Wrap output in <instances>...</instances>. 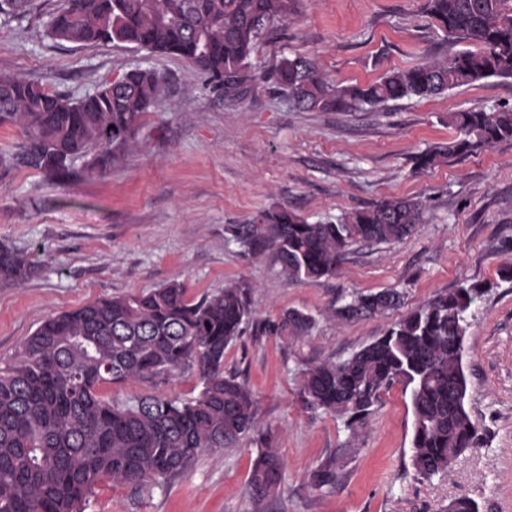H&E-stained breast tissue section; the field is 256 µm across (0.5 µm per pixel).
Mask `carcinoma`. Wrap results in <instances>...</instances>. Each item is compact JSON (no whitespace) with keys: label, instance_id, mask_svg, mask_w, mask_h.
<instances>
[{"label":"carcinoma","instance_id":"carcinoma-1","mask_svg":"<svg viewBox=\"0 0 512 512\" xmlns=\"http://www.w3.org/2000/svg\"><path fill=\"white\" fill-rule=\"evenodd\" d=\"M301 0H63L46 35L73 44L121 43L179 56L227 93L253 80L251 56L276 24L292 19ZM32 0H0V16L19 19ZM425 13L446 38L465 43L441 60L392 68L366 85L329 83L302 56L284 57L265 75L294 107L349 111L402 99H427L490 78L512 79V0H426ZM163 80L136 69L123 82L70 99L0 74V126L24 131L20 152L0 153V169L26 167L51 181L103 171L120 161L137 121L159 102ZM459 135L415 158L428 170L445 159L512 140V107L453 112ZM82 167H77V162ZM413 197L381 201L310 224L286 206L261 211L251 223L227 229L245 257L270 255L290 280L336 274L357 244H394L423 222ZM28 255L0 243V283L19 286L34 273ZM488 285L462 282L393 323L347 358L304 366L299 397L311 411L338 414L347 427L363 423L382 394L399 383L413 412L411 462L424 478L448 470L476 446L467 410L462 341L471 308ZM395 289L358 294L336 308L351 322L399 307ZM288 309L259 318L250 286L238 282L197 302L173 281L135 295H119L50 316L24 341L16 360L0 367V512H77L104 479L159 483L187 471L204 448H230L257 432V401L248 386L224 374V352L249 324L258 336H304L311 315ZM197 365L202 386L189 399L148 395L123 404L100 396L105 385L151 379ZM271 434L247 480L255 501L277 495L284 463ZM336 480V460L319 465L312 484ZM444 512H481L459 497Z\"/></svg>","mask_w":512,"mask_h":512}]
</instances>
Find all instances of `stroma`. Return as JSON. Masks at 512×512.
<instances>
[{
	"label": "stroma",
	"instance_id": "stroma-1",
	"mask_svg": "<svg viewBox=\"0 0 512 512\" xmlns=\"http://www.w3.org/2000/svg\"><path fill=\"white\" fill-rule=\"evenodd\" d=\"M61 0H33L30 12L0 20V73L72 99L126 72L164 79L161 103L138 121L125 158L106 173L50 182L35 170L0 172V241L27 253L35 274L0 283V367L49 316L98 299L171 281L197 301L244 280L259 317L298 309L316 319L300 338L244 328L224 354L258 402V426L272 431L284 461L274 499L246 491L257 447L206 448L182 475L155 485L99 483L82 512H439L467 496L482 512H512V141L417 172L414 158L456 132L448 115L512 106V79H491L431 99L391 101L352 112L293 108L259 75L286 56L313 59L332 83L363 85L392 68L448 56L457 44L430 25L425 0H303L300 14L262 38L257 78L231 95L192 63L125 44L77 45L47 37ZM424 200V221L393 245L356 246L335 276L291 281L268 256L243 257L225 229L273 205L307 222L402 197ZM490 289L472 307L464 343L469 412L481 437L446 473L421 478L410 462L412 409L393 386L367 421L348 429L298 398L302 364L336 361L462 281ZM397 289L399 309L357 322L335 310L357 293ZM197 367L101 388L105 400L146 395L190 398ZM336 480L310 477L327 459Z\"/></svg>",
	"mask_w": 512,
	"mask_h": 512
}]
</instances>
